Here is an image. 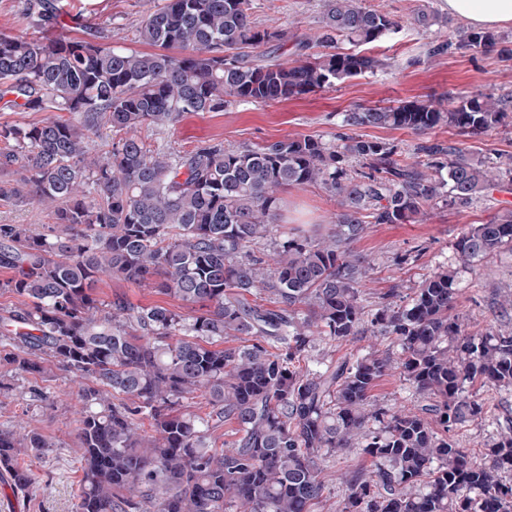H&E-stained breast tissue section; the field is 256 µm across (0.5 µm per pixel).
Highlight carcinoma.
I'll list each match as a JSON object with an SVG mask.
<instances>
[{
	"label": "carcinoma",
	"mask_w": 512,
	"mask_h": 512,
	"mask_svg": "<svg viewBox=\"0 0 512 512\" xmlns=\"http://www.w3.org/2000/svg\"><path fill=\"white\" fill-rule=\"evenodd\" d=\"M365 0H324L315 42L327 51L274 63L257 49L284 32L263 28L252 0H164L147 13L144 53L92 35L44 40L0 34V100L23 112H68L69 120L0 123V200L21 196L53 208L40 232L0 224V289L24 307L0 316V365L42 376L54 361L78 381L81 481L74 512H312L327 490L322 462L358 447L374 469L339 474L340 512H512V417L500 418L475 384L512 388V331L474 334L452 314L454 275L439 268L397 305L391 288L364 304L369 259L354 244L371 224L421 222L432 202L466 207L512 184V157L484 166L453 142L426 138L448 125L477 136L499 127L512 96L476 94L447 108L426 101L360 107L351 127L408 129L410 160L379 139L312 136L227 150L208 143L184 156L155 152L137 135L185 112H222L236 100L284 101L373 71L382 61L338 42L365 45L402 27ZM28 26L56 22L52 0H26ZM480 48L512 60L508 40L468 31L435 51ZM110 126L124 137L101 157L88 139ZM355 158L363 171L352 176ZM319 185L338 198L336 223L320 237L276 235L279 194ZM464 258L512 252V210L472 224L455 243ZM104 277L156 281L161 293L199 305L185 317L134 307L122 295L97 305ZM267 296L273 306L249 301ZM395 337L399 353L341 362L313 360L315 336L353 343ZM246 343L216 348L220 340ZM385 376L405 381L421 404L377 406ZM204 419L184 411L194 394ZM149 429H144V421ZM237 424L233 445L212 431ZM491 422L496 437L478 459L457 432ZM52 443L0 428V465L25 490L18 463Z\"/></svg>",
	"instance_id": "cac0c4a2"
}]
</instances>
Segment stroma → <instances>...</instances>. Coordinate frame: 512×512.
<instances>
[{
  "mask_svg": "<svg viewBox=\"0 0 512 512\" xmlns=\"http://www.w3.org/2000/svg\"><path fill=\"white\" fill-rule=\"evenodd\" d=\"M56 2L59 20L42 31V38H79L89 27L98 30L112 46L144 52L148 46L139 41L138 29L148 10L163 0ZM366 4L403 19L399 32L364 47L366 53L385 60L383 69L279 103L236 101L221 112H187L172 126L139 129V137L152 149L182 156L213 141L223 142L231 150L301 136L334 144L339 137L350 134L386 141L406 156L417 141L416 135L387 128H352L343 125L344 112L409 100L512 95V60L503 61L496 54L472 49L433 53V46L457 39L465 27L463 21L449 15L444 0H366ZM420 9L434 15L430 26L414 23L413 13ZM322 10V0H253L256 22L284 30L288 36L287 41L267 45V55L279 61L292 60L294 41L316 36ZM428 136L458 141L469 157L488 164L512 155V119L476 137L458 136L455 129L445 126L429 131ZM281 198L279 229L283 232L316 234L334 221L339 210L337 198L317 185L288 187ZM507 208L512 209V186L479 195L465 208L436 201L420 223L371 225L355 244L371 262L367 303H374L379 294L393 288L397 291L396 303L406 304L420 283L444 266L456 274L458 299L454 312L467 319L471 330H511L512 314L501 315L498 305L512 292V254L504 252L470 262L454 248L457 237L469 225L488 223ZM117 294L138 307L161 305L185 316L194 313L193 304L160 293L151 281L132 284L106 278L98 283L99 302H109ZM373 348L392 355L398 351L390 336L352 344H331L317 337L311 343L314 357L335 362ZM46 368L43 378L35 382L26 375L11 377L10 397H0V425L32 430L54 443L44 455L23 454L18 458L35 478L33 486L22 494L24 512H73L81 476L76 437L81 408L78 385L55 363H47ZM33 382L42 390V398L28 396Z\"/></svg>",
  "mask_w": 512,
  "mask_h": 512,
  "instance_id": "stroma-1",
  "label": "stroma"
}]
</instances>
